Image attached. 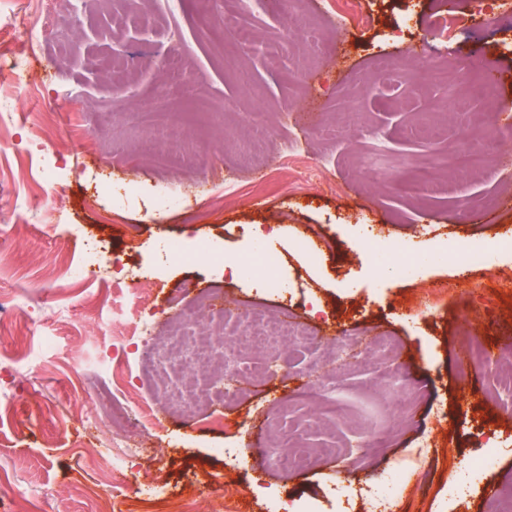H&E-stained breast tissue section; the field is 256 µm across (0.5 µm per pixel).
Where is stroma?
<instances>
[{
  "instance_id": "1",
  "label": "stroma",
  "mask_w": 512,
  "mask_h": 512,
  "mask_svg": "<svg viewBox=\"0 0 512 512\" xmlns=\"http://www.w3.org/2000/svg\"><path fill=\"white\" fill-rule=\"evenodd\" d=\"M331 0H0V298L27 318L0 342V512L13 493L96 512L106 494L95 457L115 455L90 426L112 394L114 415H139L143 457L129 460L137 493L114 512H172L193 497L233 496L267 512L270 496L334 512V488L370 485L431 445L392 512H512V255L464 270L440 248L512 236V0H357L363 24ZM459 23L432 33L435 16ZM247 27L254 39L239 42ZM281 47L266 56L268 43ZM176 57L174 81L164 65ZM399 80L381 81L383 64ZM497 69L487 81L485 67ZM59 113L58 125L44 121ZM182 194L179 208L157 200ZM488 213L485 224L469 221ZM24 228H17L19 214ZM433 256L419 278L377 276L362 239ZM270 234L285 293L234 277L209 256L167 262L165 240L209 239L238 255ZM104 241L105 262L71 283L56 259ZM322 250L311 265L306 252ZM441 285L439 298L426 294ZM165 321L199 295H222L229 345L211 370L269 377L213 390L209 416L172 415L149 345L127 317ZM304 324L306 347H235L238 309ZM123 331L124 388L100 363ZM394 337L395 356L366 351ZM363 354L351 358L350 352ZM316 456L282 472L281 428ZM503 450L469 471L488 437ZM341 447V457L328 451ZM229 456H222V449ZM496 495H488L489 487Z\"/></svg>"
}]
</instances>
